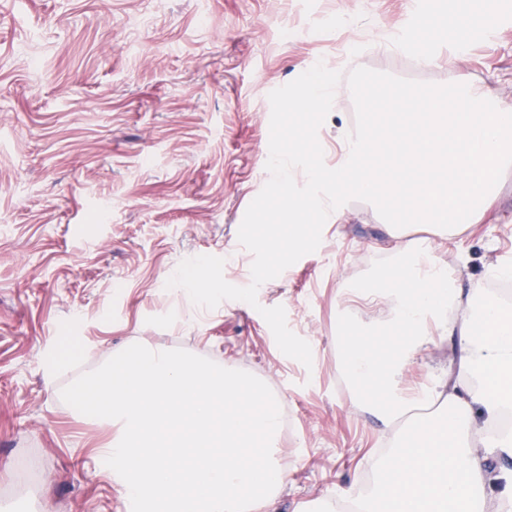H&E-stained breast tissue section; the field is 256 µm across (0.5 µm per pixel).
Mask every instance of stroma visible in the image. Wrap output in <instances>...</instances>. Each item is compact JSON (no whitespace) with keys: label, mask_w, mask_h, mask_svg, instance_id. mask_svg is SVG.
<instances>
[{"label":"stroma","mask_w":512,"mask_h":512,"mask_svg":"<svg viewBox=\"0 0 512 512\" xmlns=\"http://www.w3.org/2000/svg\"><path fill=\"white\" fill-rule=\"evenodd\" d=\"M423 73L393 62L390 34L413 24L410 0H0V482L22 453L41 477L0 512H127L95 448L110 437L60 392L132 344L183 349L264 381L288 411L276 512L340 507L373 460L403 445L356 397L339 335L355 326L396 336L393 305L349 300L396 261L393 203L349 193L342 223L319 248L259 287L258 306H283L313 363L284 355L258 306L194 305L167 280L181 261L224 258L232 285L251 282L238 241L269 179L268 95L316 63L349 65L318 131L327 166L338 131L380 133L401 90L448 89L460 77L512 99V0L484 35ZM441 260L466 288L490 289L489 267L512 262V170L484 219L448 242ZM78 359L50 367L62 343ZM453 351L425 344L399 376L408 394L445 376Z\"/></svg>","instance_id":"obj_1"}]
</instances>
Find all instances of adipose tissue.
I'll return each instance as SVG.
<instances>
[{"mask_svg": "<svg viewBox=\"0 0 512 512\" xmlns=\"http://www.w3.org/2000/svg\"><path fill=\"white\" fill-rule=\"evenodd\" d=\"M406 99V112H386L383 124L399 135L403 157L421 164V172L375 165L383 138L350 134L335 171L311 168L301 193L293 189V170L312 149L296 143L288 156L273 159L280 196L296 219L287 238L273 239V246L297 245L302 219L326 217L328 201H342L350 186L372 196L386 192L400 218L426 225L478 223L512 167V103L465 77L447 91ZM394 249L400 262L378 285L391 297L405 333L382 339L354 333L343 340V359L357 384L379 382L380 422L418 434L379 467L373 493L355 495L357 512H512V470L496 472L489 465L491 457H512V434L494 427L512 411V305L484 293L467 317H448L464 290L438 265L436 247L410 239ZM435 340L456 350L447 377L436 379L426 394L447 419L420 429L408 416L413 400L397 376L425 342Z\"/></svg>", "mask_w": 512, "mask_h": 512, "instance_id": "obj_1", "label": "adipose tissue"}]
</instances>
